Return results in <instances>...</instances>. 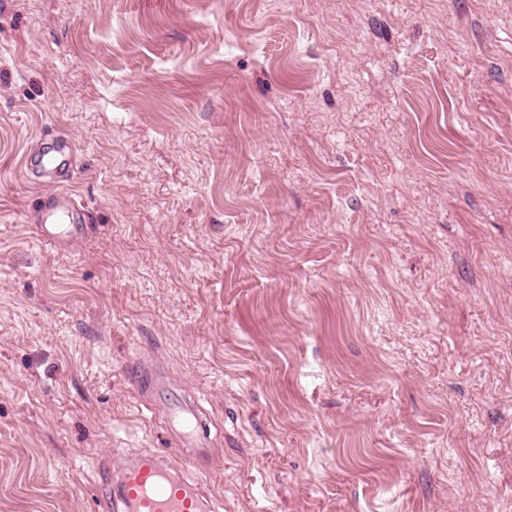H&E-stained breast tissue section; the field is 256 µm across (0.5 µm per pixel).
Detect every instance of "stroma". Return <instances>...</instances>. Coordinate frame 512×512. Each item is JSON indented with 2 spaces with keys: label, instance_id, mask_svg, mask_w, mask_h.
<instances>
[{
  "label": "stroma",
  "instance_id": "obj_1",
  "mask_svg": "<svg viewBox=\"0 0 512 512\" xmlns=\"http://www.w3.org/2000/svg\"><path fill=\"white\" fill-rule=\"evenodd\" d=\"M145 451L222 512H512V0H0V512ZM207 441L204 432L199 434H180L178 441L175 443V447L186 448V451H188L193 458H205L208 457L210 451L209 448H205L207 447Z\"/></svg>",
  "mask_w": 512,
  "mask_h": 512
}]
</instances>
